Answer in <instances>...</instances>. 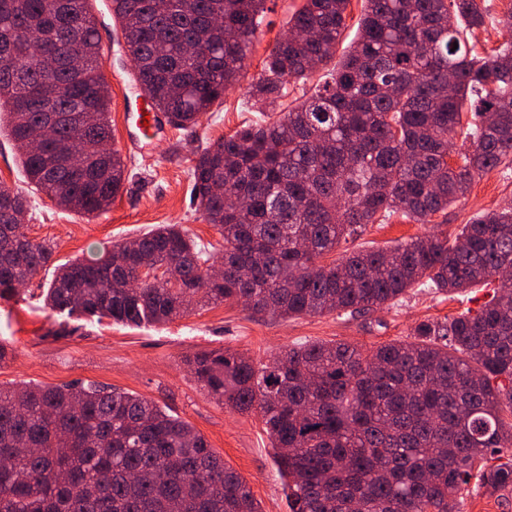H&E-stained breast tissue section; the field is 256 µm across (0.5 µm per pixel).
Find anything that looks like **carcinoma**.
<instances>
[{
	"label": "carcinoma",
	"instance_id": "obj_1",
	"mask_svg": "<svg viewBox=\"0 0 512 512\" xmlns=\"http://www.w3.org/2000/svg\"><path fill=\"white\" fill-rule=\"evenodd\" d=\"M89 0H0V121L25 183L92 215L120 193L127 165L112 139L111 95ZM350 0H304L248 87L273 107L311 63L336 52ZM359 34L315 92L219 138L196 155L192 194L224 250L216 258L180 224L112 243L94 261L54 266L45 303L115 323L164 324L195 306L241 302L279 317L361 313L417 286L463 291L495 280L474 315L422 321L413 340L367 353L344 344L290 348L261 366L218 350L187 359L196 380L239 414L257 412L290 512H457L471 480L512 490V207L450 237L424 235L323 265L347 237L392 213L417 224L471 181L512 167V43L489 56L467 44L478 0H366ZM265 0H111L152 107L195 128L240 82ZM83 110L40 139L36 104ZM470 148L448 164L462 128ZM67 147L79 168L55 155ZM241 199L225 205L224 193ZM27 194L0 184V300L47 269L52 244L30 239ZM158 274L137 288L140 261ZM224 270L215 279L214 266ZM249 270L247 278L239 270ZM496 463H491V460ZM0 512H261L241 476L188 422L129 391L98 385L0 386Z\"/></svg>",
	"mask_w": 512,
	"mask_h": 512
}]
</instances>
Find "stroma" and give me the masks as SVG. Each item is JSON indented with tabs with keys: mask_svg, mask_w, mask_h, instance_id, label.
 Instances as JSON below:
<instances>
[{
	"mask_svg": "<svg viewBox=\"0 0 512 512\" xmlns=\"http://www.w3.org/2000/svg\"><path fill=\"white\" fill-rule=\"evenodd\" d=\"M484 28L470 40L484 55L512 39L498 24L512 0H484ZM303 0H266V12L250 49L245 80L225 91L203 115L195 133L163 125L145 149L130 144L127 103L144 100L130 70L105 63L111 92L112 145L130 165L121 192L112 205L86 215L60 207L41 193L29 197L32 218L25 232L33 240L56 245L54 263L74 258L93 260L113 242L158 224H180L195 241L212 248L221 236L208 224L192 199L190 169L198 150L242 126L270 120V113L252 104L247 89L261 73L274 42L288 30V21ZM512 205V168H497L476 177L464 197L416 224L393 215L366 225L363 232L341 242L330 260L355 249L393 248L435 229L456 234L478 215ZM50 272H41L21 298L0 300V385L23 383L61 386L93 382L136 393L157 402L188 422L205 437L247 482L262 512H289L274 450L259 415H241L213 399L185 363L201 352L229 349L266 363L280 351L303 343H348L370 351L409 340L423 320L442 321L477 310L489 286L454 294L426 288L410 292L402 302L361 314L327 313L282 319L255 315L234 301L198 308L166 324L126 326L106 318L65 314L45 307L41 297Z\"/></svg>",
	"mask_w": 512,
	"mask_h": 512,
	"instance_id": "1",
	"label": "stroma"
}]
</instances>
